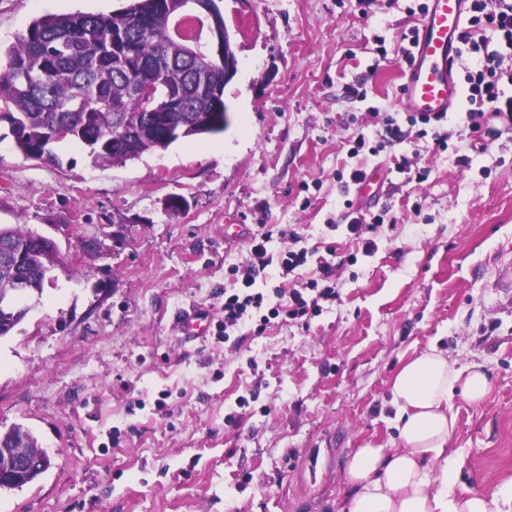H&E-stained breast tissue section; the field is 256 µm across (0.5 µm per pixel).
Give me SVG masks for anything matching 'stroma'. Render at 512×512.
<instances>
[{
  "mask_svg": "<svg viewBox=\"0 0 512 512\" xmlns=\"http://www.w3.org/2000/svg\"><path fill=\"white\" fill-rule=\"evenodd\" d=\"M127 0H0V47L45 14H107ZM409 0H222L239 61L223 133L125 164L56 146L25 158L0 123V225L46 236L62 264L0 338V431L30 428L52 466L0 492V512H343L344 463L395 437L389 382L436 346L481 363L492 392L456 398L454 490L512 493V125L473 147L464 112L432 138L349 157L400 112L401 69L378 62L413 25ZM364 83L366 99L345 85ZM420 153L406 182L386 160ZM387 170L371 253L344 226L341 176ZM172 195L187 206L165 208ZM336 245L331 286L306 324L225 332L231 270L262 226ZM241 239L226 243L227 235ZM208 316L186 335L182 314Z\"/></svg>",
  "mask_w": 512,
  "mask_h": 512,
  "instance_id": "1",
  "label": "stroma"
}]
</instances>
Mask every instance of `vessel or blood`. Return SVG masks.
Returning a JSON list of instances; mask_svg holds the SVG:
<instances>
[{"label":"vessel or blood","mask_w":512,"mask_h":512,"mask_svg":"<svg viewBox=\"0 0 512 512\" xmlns=\"http://www.w3.org/2000/svg\"><path fill=\"white\" fill-rule=\"evenodd\" d=\"M470 0H426L412 58L401 72L405 109L422 118L457 111L461 83L455 63Z\"/></svg>","instance_id":"obj_1"}]
</instances>
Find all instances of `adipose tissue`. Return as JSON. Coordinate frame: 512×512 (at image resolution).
Here are the masks:
<instances>
[{
  "label": "adipose tissue",
  "mask_w": 512,
  "mask_h": 512,
  "mask_svg": "<svg viewBox=\"0 0 512 512\" xmlns=\"http://www.w3.org/2000/svg\"><path fill=\"white\" fill-rule=\"evenodd\" d=\"M491 390L480 364L458 367L433 346L404 362L390 385L399 445L370 442L348 457L344 512H503L497 496L454 493L432 470L449 459L454 398L479 405Z\"/></svg>",
  "instance_id": "1"
}]
</instances>
